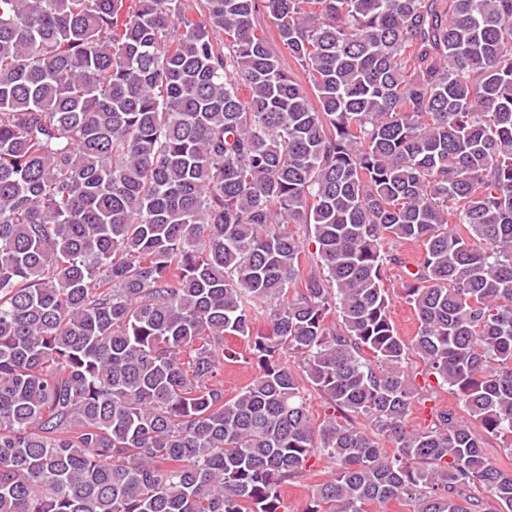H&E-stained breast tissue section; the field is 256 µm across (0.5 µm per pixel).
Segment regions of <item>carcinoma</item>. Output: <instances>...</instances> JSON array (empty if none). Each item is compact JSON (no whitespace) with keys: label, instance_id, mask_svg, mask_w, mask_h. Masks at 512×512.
Returning a JSON list of instances; mask_svg holds the SVG:
<instances>
[{"label":"carcinoma","instance_id":"1","mask_svg":"<svg viewBox=\"0 0 512 512\" xmlns=\"http://www.w3.org/2000/svg\"><path fill=\"white\" fill-rule=\"evenodd\" d=\"M411 355L467 416L406 429ZM487 436L512 451V0H0V512H280L316 454L302 512H512ZM402 269H404V267L394 264H390L386 267L385 288H389L391 294L389 308L390 318L400 336L406 340H410L417 331V320L412 308L396 293V291H399L401 288V283L405 276ZM255 365L243 363L224 364V393L234 395L238 389L248 384L257 374ZM336 473V462L326 455L312 457L301 477L280 486V498L288 512H301L315 485Z\"/></svg>","mask_w":512,"mask_h":512}]
</instances>
